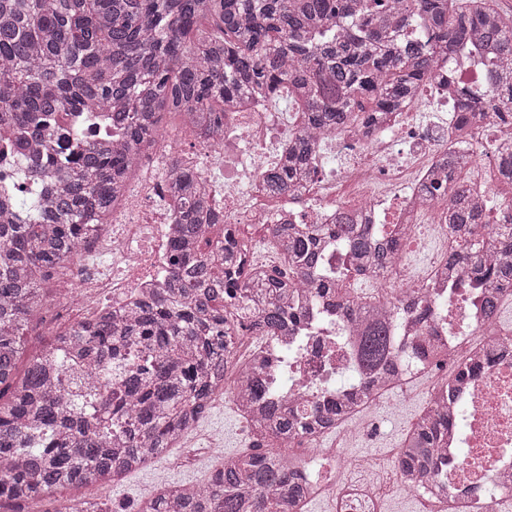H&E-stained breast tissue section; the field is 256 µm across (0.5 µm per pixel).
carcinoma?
Wrapping results in <instances>:
<instances>
[{"label":"carcinoma","instance_id":"cac0c4a2","mask_svg":"<svg viewBox=\"0 0 512 512\" xmlns=\"http://www.w3.org/2000/svg\"><path fill=\"white\" fill-rule=\"evenodd\" d=\"M471 49L487 60L490 97L456 84L465 112L512 116V13L497 0H0V148L13 158L0 183V509L23 512L49 501L56 512L81 510L54 491L115 480L146 467L192 429L224 380L240 306L250 305L266 332L303 321L300 298L312 288L358 319L357 358L366 382L358 398H338L307 418L269 395L267 360L239 370L242 399L265 403L250 420L251 450L224 457L201 483L143 497L137 512H295L306 502L308 463L282 453L351 416L389 385L395 306H377L322 276L318 230L278 225L270 232L288 268L252 269L236 227L212 210L194 172L177 169L170 195L180 232L170 252L164 292L110 309L53 337L22 358V336L40 326L51 283L67 273L86 241L107 223L139 154L163 134L166 114L205 140L224 137V112L249 99H275L281 86L298 102L301 126L268 186L291 192L315 165L325 136L374 122L439 77V63ZM59 130L76 158L55 166L57 189L35 188L28 154L42 148L47 126ZM448 148V175L427 191L448 197L455 242L448 278L455 287H486L484 311L512 288V223L476 200L459 181L472 154ZM354 271L380 274L400 240L379 246L349 224ZM418 321L431 303L409 289ZM152 356L125 373L122 388L103 387L123 368L129 346ZM445 390L433 398L400 448L406 487L443 492L436 455L451 416Z\"/></svg>","mask_w":512,"mask_h":512}]
</instances>
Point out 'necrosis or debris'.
Returning <instances> with one entry per match:
<instances>
[{
  "instance_id": "necrosis-or-debris-1",
  "label": "necrosis or debris",
  "mask_w": 512,
  "mask_h": 512,
  "mask_svg": "<svg viewBox=\"0 0 512 512\" xmlns=\"http://www.w3.org/2000/svg\"><path fill=\"white\" fill-rule=\"evenodd\" d=\"M446 115L433 122L414 123L410 114L417 102L383 114L371 137L350 131L333 135L329 167H317L294 192L269 190L265 176L288 148L287 133L299 124L296 113L254 104L244 112L224 115L221 146L196 144L177 155L168 137H160L140 159L123 200L112 208L102 226L71 269L76 298L63 308L72 322L89 321L102 308L117 309L135 296L160 287L169 271L174 208L169 175L174 166L194 168L207 180L211 201L224 211V221L254 226L267 239L274 224H338L345 215L374 230L389 224L404 239H415L417 227L430 225L439 243L422 272H415L406 256H399L386 277H369L372 285L400 284L416 279L428 290L436 311L428 325L399 307L392 328L393 351L402 364L396 390L407 391L420 377L409 356L413 350H440L442 369H429L433 386L451 383L448 402L458 417L448 430L438 455L448 481L442 512H493L502 499H512V323L486 317L474 292H461L440 270L453 243L447 202L437 200L426 185L446 169L453 105L444 86H430ZM305 321L298 329L271 337L254 328L253 315L243 316L244 327L224 365L223 396L237 399V369L256 356L281 359L283 365L267 377L280 399L299 398L306 411L325 399L355 392L362 381L354 349L350 318L337 314L328 300L314 296L305 302ZM481 359V371L452 384L458 366ZM384 393L350 418L334 426V441L325 435L303 436L297 442L309 463L307 479L313 494L337 498L338 512H379L381 501L401 491L396 454H389L388 479L375 475L371 459L349 461L346 445L367 431L370 412ZM338 470L337 484H329L322 470Z\"/></svg>"
}]
</instances>
